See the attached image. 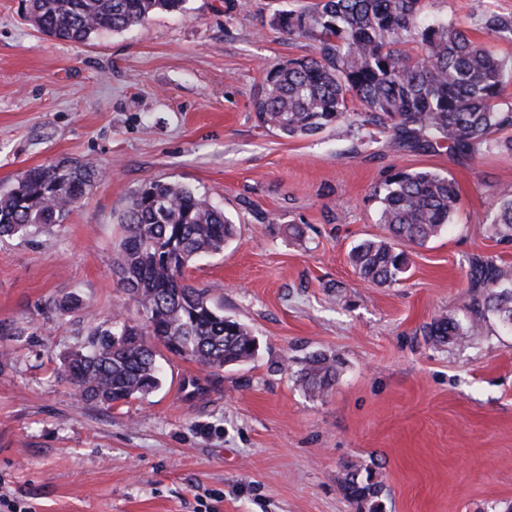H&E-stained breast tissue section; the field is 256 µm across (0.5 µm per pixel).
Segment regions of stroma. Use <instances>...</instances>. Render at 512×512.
<instances>
[{
	"instance_id": "stroma-1",
	"label": "stroma",
	"mask_w": 512,
	"mask_h": 512,
	"mask_svg": "<svg viewBox=\"0 0 512 512\" xmlns=\"http://www.w3.org/2000/svg\"><path fill=\"white\" fill-rule=\"evenodd\" d=\"M307 0H188L186 13L84 43L42 34L22 0H0V186L68 159L106 172L65 223L0 238V489L34 512H369L351 476L376 484L379 512L512 507V333L488 321L467 342L425 325L463 318L474 259L512 268L490 210L512 195V152L397 150L374 127L283 138L252 102L267 67L312 54L274 25ZM428 0L512 60L477 6ZM447 174L460 204L447 231L411 249L399 284L361 281L349 259L386 236L377 191L399 171ZM155 180L208 194L237 228L190 284L255 336L243 364L210 375L163 352L161 387L106 408L56 374L94 328L137 318L119 284L120 217ZM76 294L60 314L53 298ZM313 352L339 358L333 389L297 381Z\"/></svg>"
}]
</instances>
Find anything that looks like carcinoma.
Returning <instances> with one entry per match:
<instances>
[{"label": "carcinoma", "instance_id": "cac0c4a2", "mask_svg": "<svg viewBox=\"0 0 512 512\" xmlns=\"http://www.w3.org/2000/svg\"><path fill=\"white\" fill-rule=\"evenodd\" d=\"M187 0H25L27 17L43 34L84 42L102 30L119 32L158 12H182ZM483 29L512 37V15L480 10ZM290 34L315 42L314 55L266 70L254 111L258 122L281 136H310L332 126H374L397 150L446 148L472 155L480 147L512 151V107H501L512 62L474 41L461 25L427 16L423 0H314L279 15ZM102 171L78 161L27 169L0 189V237L63 223L89 194ZM459 202L455 183L433 170L398 172L380 196L384 239H366L350 253L360 278L393 284L408 271L406 247L422 246L450 223ZM120 224L118 271L127 300L141 320L116 319L89 334L66 355L58 375L77 396L110 407L158 389L163 373L154 343L209 372L252 359L254 336L224 315L208 291L188 283L187 269L215 256L237 234L224 210L198 189L153 181L133 195ZM491 230L512 238V195L494 206ZM472 304L464 319L441 316L424 328L434 344L462 343L483 332L487 320L512 330V272L492 259L472 265ZM53 308L68 314L80 300L65 295ZM336 357L303 359L298 381L320 397L337 377ZM350 497L378 495L376 486L350 479Z\"/></svg>", "mask_w": 512, "mask_h": 512}]
</instances>
